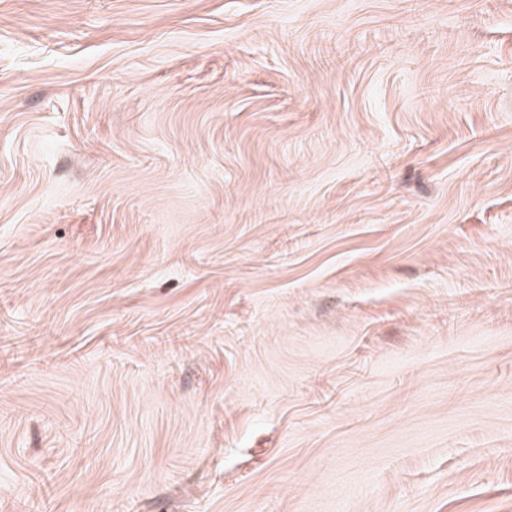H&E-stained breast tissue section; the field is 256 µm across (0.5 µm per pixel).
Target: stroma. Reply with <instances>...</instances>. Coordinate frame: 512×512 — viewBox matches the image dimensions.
Masks as SVG:
<instances>
[{"mask_svg": "<svg viewBox=\"0 0 512 512\" xmlns=\"http://www.w3.org/2000/svg\"><path fill=\"white\" fill-rule=\"evenodd\" d=\"M0 512H512V0H0Z\"/></svg>", "mask_w": 512, "mask_h": 512, "instance_id": "stroma-1", "label": "stroma"}]
</instances>
